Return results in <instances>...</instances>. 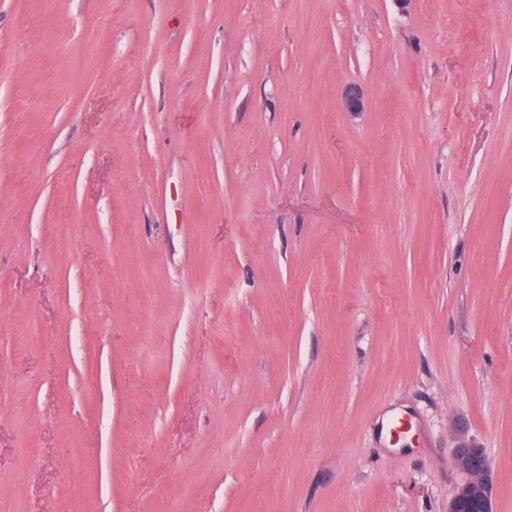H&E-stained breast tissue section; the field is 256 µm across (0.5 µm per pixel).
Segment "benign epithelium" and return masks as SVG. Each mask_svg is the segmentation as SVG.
<instances>
[{"mask_svg":"<svg viewBox=\"0 0 512 512\" xmlns=\"http://www.w3.org/2000/svg\"><path fill=\"white\" fill-rule=\"evenodd\" d=\"M342 107L346 112L363 111L364 98L359 87L349 85L344 89ZM453 461L463 479L448 499V512H493L491 462L485 449L462 440L454 448Z\"/></svg>","mask_w":512,"mask_h":512,"instance_id":"7a95c632","label":"benign epithelium"}]
</instances>
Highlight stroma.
<instances>
[{
    "label": "stroma",
    "mask_w": 512,
    "mask_h": 512,
    "mask_svg": "<svg viewBox=\"0 0 512 512\" xmlns=\"http://www.w3.org/2000/svg\"><path fill=\"white\" fill-rule=\"evenodd\" d=\"M2 61L0 512H446L461 436L512 512V0H0Z\"/></svg>",
    "instance_id": "obj_1"
}]
</instances>
